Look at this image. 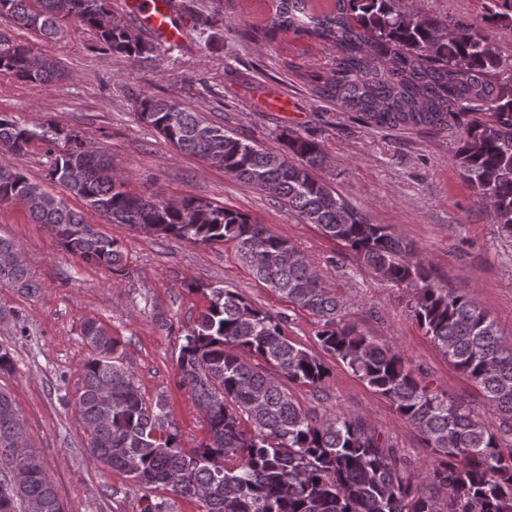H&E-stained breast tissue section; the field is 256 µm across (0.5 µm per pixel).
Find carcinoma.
<instances>
[{"label":"carcinoma","mask_w":512,"mask_h":512,"mask_svg":"<svg viewBox=\"0 0 512 512\" xmlns=\"http://www.w3.org/2000/svg\"><path fill=\"white\" fill-rule=\"evenodd\" d=\"M211 14L190 13L193 26L224 21L223 0ZM402 0H271L263 22L244 29L250 42L284 33L322 45L333 55L317 65L287 66L312 93L354 112L372 126L448 129L462 122L454 162L495 223L512 233V62L499 54L497 29H512V0H488L477 27H441L401 6ZM0 17L52 41L73 24L93 31L101 47L129 59L148 58L152 41L112 22L110 0H0ZM0 72L47 84L62 77L59 62L22 42L0 40ZM143 121L176 150L200 158L267 194L305 224L344 243L379 278L415 290L412 313L454 369L481 392L491 414L478 420L464 401L421 385L404 356L340 318L342 304L304 254L249 214L210 201L172 203L134 194L112 160L76 132L52 122L28 126L0 112V154H19L35 141L55 153L49 180L83 203L63 197L0 161V202L20 205L62 247L107 270L123 266L119 241L87 215L149 235L187 243H233L253 276L288 302L317 316L322 350L345 364L421 435L432 462L417 470L360 416L321 420L305 412L282 380L316 391L328 367L288 338L278 317L235 291L187 285L207 306L183 337L180 385L198 407L207 433L185 448L165 427V405L146 403L123 363L120 342L95 319L82 324L92 349L72 406L91 456L126 475L140 490L164 489L196 500L201 512H512V343L465 295L435 282L423 260L384 224H373L316 177L321 144L284 132L285 150L265 149L177 101L136 100ZM0 281L39 291L25 261L4 267ZM26 425L12 395L0 389V512H64L46 468L22 486L15 471L29 465L14 439Z\"/></svg>","instance_id":"obj_1"}]
</instances>
